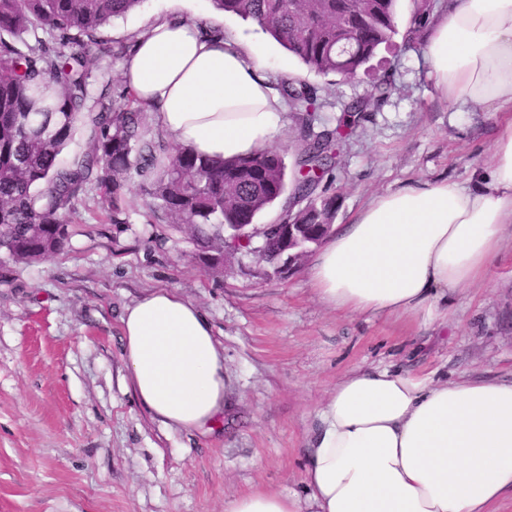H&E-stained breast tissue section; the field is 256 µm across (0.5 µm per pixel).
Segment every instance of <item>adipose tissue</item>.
<instances>
[{
	"mask_svg": "<svg viewBox=\"0 0 512 512\" xmlns=\"http://www.w3.org/2000/svg\"><path fill=\"white\" fill-rule=\"evenodd\" d=\"M424 55L453 111L496 121L488 159L467 186L418 179L373 197L308 276L333 309L444 326L450 296L487 280L512 229V0H451ZM119 69L173 142L201 156L250 154L284 125L287 107L259 49L207 35L180 14L153 20ZM120 323L127 379L151 418L195 432L219 424L224 348L202 309L153 288ZM317 419L307 500L254 491L224 512H488L512 495V382L357 370Z\"/></svg>",
	"mask_w": 512,
	"mask_h": 512,
	"instance_id": "obj_1",
	"label": "adipose tissue"
}]
</instances>
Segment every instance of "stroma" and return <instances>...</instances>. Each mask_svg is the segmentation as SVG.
<instances>
[{"label":"stroma","instance_id":"obj_1","mask_svg":"<svg viewBox=\"0 0 512 512\" xmlns=\"http://www.w3.org/2000/svg\"><path fill=\"white\" fill-rule=\"evenodd\" d=\"M170 0H144L105 26L125 40ZM448 0H397L398 33L372 71L321 76L255 24L183 0V14L263 50L277 78L317 86L315 127L366 99L374 77L390 95L368 106L321 183L336 199L334 226L373 196L415 179L469 185L495 136L487 113L451 111L429 80L425 29ZM89 190L65 249L0 269V512H224L230 498L265 490L305 498L306 449L336 381L355 369L392 367L444 381L512 380V235L485 285L469 288L436 328L333 310L314 294L311 256L286 275L205 266L190 233L155 219L130 183V221L109 223ZM149 288L197 304L224 347L230 392L219 427H164L125 385L120 316Z\"/></svg>","mask_w":512,"mask_h":512}]
</instances>
